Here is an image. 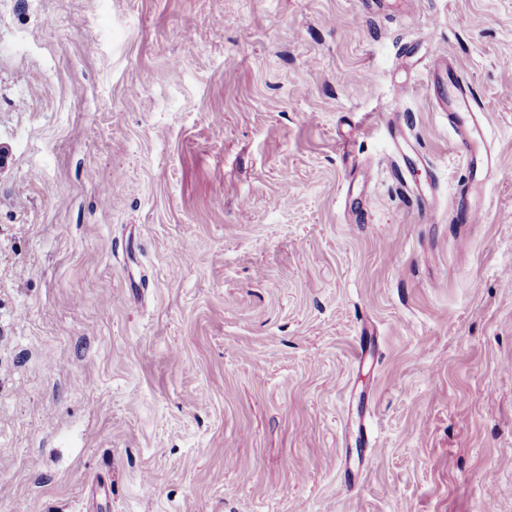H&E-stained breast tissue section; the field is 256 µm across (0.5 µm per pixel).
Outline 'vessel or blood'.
I'll return each instance as SVG.
<instances>
[{"instance_id": "1", "label": "vessel or blood", "mask_w": 512, "mask_h": 512, "mask_svg": "<svg viewBox=\"0 0 512 512\" xmlns=\"http://www.w3.org/2000/svg\"><path fill=\"white\" fill-rule=\"evenodd\" d=\"M441 109L447 112L448 125L459 137V146L471 176L470 183L466 184L455 201V213L468 223L476 224L483 210L474 187L484 184L498 164L496 155L482 136V123L492 106L487 102L474 104L470 86L457 80L452 82L448 96L443 98Z\"/></svg>"}]
</instances>
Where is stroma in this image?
Returning <instances> with one entry per match:
<instances>
[{"label": "stroma", "instance_id": "1", "mask_svg": "<svg viewBox=\"0 0 512 512\" xmlns=\"http://www.w3.org/2000/svg\"><path fill=\"white\" fill-rule=\"evenodd\" d=\"M388 2L0 0V512H512V0ZM451 90L442 98L441 109L448 112V126L459 136L458 146L467 164L466 170L471 176L455 201L457 221L462 215L469 224L480 223L483 213L481 200L474 193V185L485 183L497 168L498 160L494 152L486 145L482 136V123L487 112L492 111L490 103H473L470 86L462 81H450Z\"/></svg>", "mask_w": 512, "mask_h": 512}]
</instances>
